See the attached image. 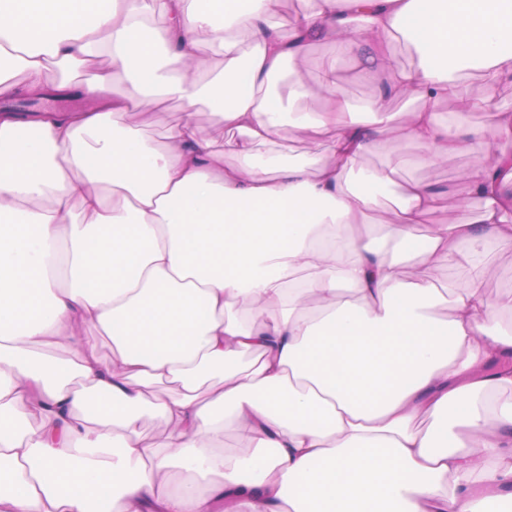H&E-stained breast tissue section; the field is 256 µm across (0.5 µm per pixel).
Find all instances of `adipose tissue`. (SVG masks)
Masks as SVG:
<instances>
[{
  "mask_svg": "<svg viewBox=\"0 0 512 512\" xmlns=\"http://www.w3.org/2000/svg\"><path fill=\"white\" fill-rule=\"evenodd\" d=\"M7 2L0 99L73 106L0 113V512H488L512 496V322L483 288L487 245L512 246V172L496 154L465 175L481 236L423 183L385 208L391 169L348 177L396 96L415 103L399 137L437 162L512 129L495 93L512 82V0H309L285 25L280 0H103L92 19L87 0ZM315 32L340 58L375 44L368 124L332 64L324 107L256 96ZM399 36L416 65L389 54ZM155 94L182 105L160 146L124 122ZM285 134L310 148L277 150ZM443 264L469 281L439 292ZM230 426L246 454H225Z\"/></svg>",
  "mask_w": 512,
  "mask_h": 512,
  "instance_id": "obj_1",
  "label": "adipose tissue"
}]
</instances>
